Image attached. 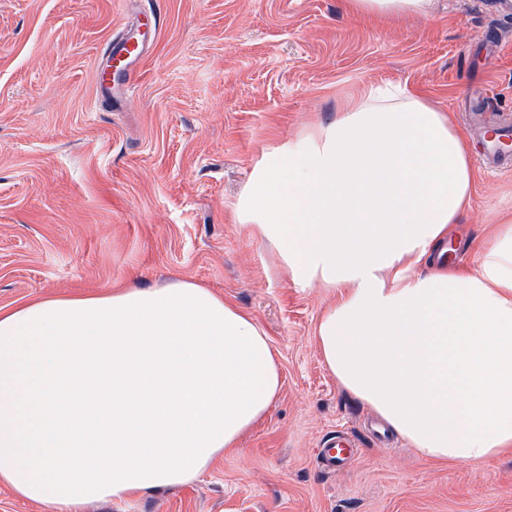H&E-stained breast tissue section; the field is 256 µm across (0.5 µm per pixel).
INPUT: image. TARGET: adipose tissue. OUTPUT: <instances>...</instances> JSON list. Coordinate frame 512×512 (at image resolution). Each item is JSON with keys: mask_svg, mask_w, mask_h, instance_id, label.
<instances>
[{"mask_svg": "<svg viewBox=\"0 0 512 512\" xmlns=\"http://www.w3.org/2000/svg\"><path fill=\"white\" fill-rule=\"evenodd\" d=\"M432 5L346 0L394 20ZM472 191L447 115L371 83L264 151L235 209L295 286L329 289L331 375L436 463L512 453V224L471 267L443 259ZM281 386L265 332L195 282L0 310V481L59 512L190 483Z\"/></svg>", "mask_w": 512, "mask_h": 512, "instance_id": "adipose-tissue-1", "label": "adipose tissue"}]
</instances>
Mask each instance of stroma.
<instances>
[{"mask_svg":"<svg viewBox=\"0 0 512 512\" xmlns=\"http://www.w3.org/2000/svg\"><path fill=\"white\" fill-rule=\"evenodd\" d=\"M492 2L389 23L344 0H0V308L195 282L256 321L281 370L268 415L196 481L82 512H512V457L437 466L370 437L316 346L329 292L293 285L233 214L265 149L364 84L419 90L459 129L472 90L512 114V19ZM128 32L145 56L100 101L95 70ZM511 213L512 172H475L455 264ZM339 428L361 447L327 474Z\"/></svg>","mask_w":512,"mask_h":512,"instance_id":"35a3bbf8","label":"stroma"}]
</instances>
